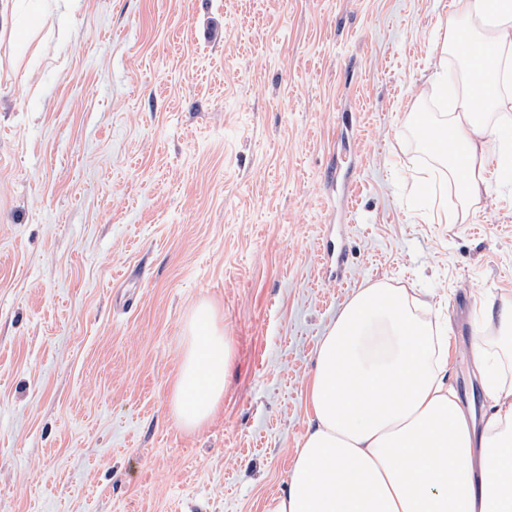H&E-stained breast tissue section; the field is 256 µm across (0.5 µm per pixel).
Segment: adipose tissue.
Wrapping results in <instances>:
<instances>
[{"label":"adipose tissue","instance_id":"obj_1","mask_svg":"<svg viewBox=\"0 0 512 512\" xmlns=\"http://www.w3.org/2000/svg\"><path fill=\"white\" fill-rule=\"evenodd\" d=\"M441 52L458 56L463 84L435 80L443 120L410 115L464 205L488 191L490 141L512 142V123L487 114L512 83V0H455L441 21ZM423 300L376 283L358 290L323 337L309 388V430L285 492L268 512H512V381L501 364L481 371L491 414L465 409L448 381ZM231 350L210 303L185 324L172 385L179 424L204 425L224 399Z\"/></svg>","mask_w":512,"mask_h":512}]
</instances>
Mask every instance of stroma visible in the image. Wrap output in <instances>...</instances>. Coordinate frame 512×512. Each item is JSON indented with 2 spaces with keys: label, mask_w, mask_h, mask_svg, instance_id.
<instances>
[{
  "label": "stroma",
  "mask_w": 512,
  "mask_h": 512,
  "mask_svg": "<svg viewBox=\"0 0 512 512\" xmlns=\"http://www.w3.org/2000/svg\"><path fill=\"white\" fill-rule=\"evenodd\" d=\"M436 0H68L0 34V512H266L312 416L321 337L384 282L449 328L486 408L481 303H512V182L466 221L409 122L431 111ZM212 303L224 401L172 410ZM43 23V16L38 17L29 23H21L18 21L14 11L10 13L4 9H0V31L7 29L12 40L20 47L27 48L31 41L34 30Z\"/></svg>",
  "instance_id": "35a3bbf8"
}]
</instances>
